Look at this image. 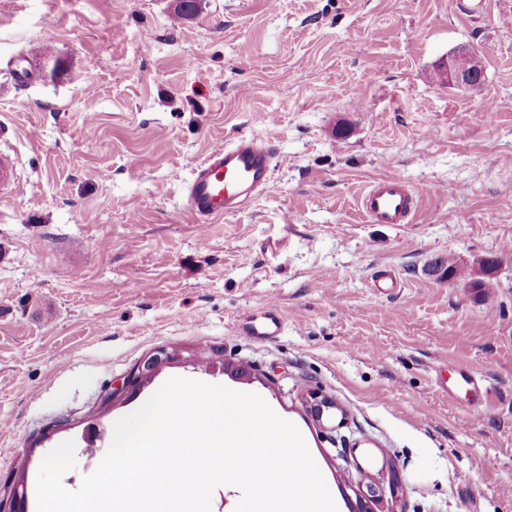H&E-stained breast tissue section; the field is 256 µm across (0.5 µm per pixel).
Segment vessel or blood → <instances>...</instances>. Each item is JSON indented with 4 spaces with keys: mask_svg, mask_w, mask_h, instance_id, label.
<instances>
[{
    "mask_svg": "<svg viewBox=\"0 0 512 512\" xmlns=\"http://www.w3.org/2000/svg\"><path fill=\"white\" fill-rule=\"evenodd\" d=\"M274 158L271 143L253 135L241 134L213 147L184 183L187 210L201 220L242 211L269 184ZM19 188L15 158L0 151V198ZM413 208V193L398 177L375 180L359 200L360 211L374 224L407 223ZM237 328L242 336L268 341L281 334L283 321L277 305L270 303L244 315Z\"/></svg>",
    "mask_w": 512,
    "mask_h": 512,
    "instance_id": "b4317fda",
    "label": "vessel or blood"
}]
</instances>
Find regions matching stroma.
<instances>
[{"instance_id":"stroma-1","label":"stroma","mask_w":512,"mask_h":512,"mask_svg":"<svg viewBox=\"0 0 512 512\" xmlns=\"http://www.w3.org/2000/svg\"><path fill=\"white\" fill-rule=\"evenodd\" d=\"M178 2L0 0V147L21 180L0 201V486L24 478L37 512L41 460L70 439L77 489L113 423L183 377L294 423L337 512L371 483L372 512H512V0H197L187 20ZM462 46L483 57L476 94L435 79ZM241 133L273 144L272 179L199 223L183 184ZM393 175L418 209L369 223L357 201ZM491 256L486 293L441 267ZM271 301L281 335L240 336ZM160 348L179 360L102 407ZM442 365L485 398L444 397ZM313 390L336 404L319 420Z\"/></svg>"}]
</instances>
